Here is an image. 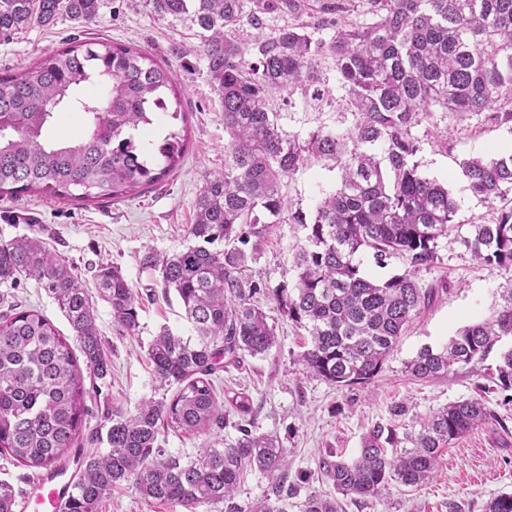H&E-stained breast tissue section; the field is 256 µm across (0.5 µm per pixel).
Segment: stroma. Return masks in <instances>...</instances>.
I'll return each instance as SVG.
<instances>
[{"instance_id": "1", "label": "stroma", "mask_w": 512, "mask_h": 512, "mask_svg": "<svg viewBox=\"0 0 512 512\" xmlns=\"http://www.w3.org/2000/svg\"><path fill=\"white\" fill-rule=\"evenodd\" d=\"M74 37L131 46L168 66L179 81L181 117L165 118L163 128H186L189 150L171 176L119 202L102 200L85 206L39 196L0 200V239L37 234L73 259L84 279H91L98 263L110 262L121 267L131 288L143 292L156 279L155 272L140 263L145 250L172 252L187 245L195 200L208 173L224 166L227 136L222 106L202 54L177 53L179 47L199 45L195 28L186 20L159 17L147 0H103L98 18L85 26L66 17L48 27L31 24L12 40H0V71L22 70ZM319 70L333 91L332 98L314 102L297 88L272 94L270 108L286 131L303 136L320 127L346 130L354 126L356 117L346 105L335 67L324 61ZM412 133L420 145L416 155L420 172L447 183L459 205V219L468 224L491 223L496 212L470 192L461 163L473 156L511 154L512 121L491 119L486 112L455 116L437 108ZM336 181L335 169L313 161L287 179L284 192L294 208L309 216L317 199L333 190ZM303 240L299 225L269 227L248 276L258 287L256 301L276 326L277 343L266 355L246 356L226 366L216 382L227 391L248 392L254 403L255 432L276 437L286 448L287 483L295 488L287 499V512H303L309 493L333 494L319 467L326 452L345 460L354 458L364 433L379 422L394 425L398 435H416L432 412L478 394L492 418L444 449L427 483L413 489L393 483L367 500L344 496L341 508L343 512H484L490 498L512 493V404H504L502 392L478 393L481 378L467 366L431 381L414 380L405 368L421 348L439 347L459 329L499 307L505 291L512 289V268L477 265L455 236L441 239L439 263L415 275L421 287L434 289L433 299L372 383L340 388L303 373L298 356L305 332L282 316L271 296L280 284L294 282L291 254ZM13 294L16 302L42 312L63 334H70L57 304L35 280H26ZM93 307L112 359L110 400L123 412L134 413L142 401L162 396L147 350L162 328L187 335L182 306L173 294L146 301L139 330L133 335L118 330L107 303L97 299ZM400 403L406 407L405 414L392 416V407ZM98 512L186 510L144 499L134 483L124 482L113 488Z\"/></svg>"}]
</instances>
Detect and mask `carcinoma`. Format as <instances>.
<instances>
[{"mask_svg": "<svg viewBox=\"0 0 512 512\" xmlns=\"http://www.w3.org/2000/svg\"><path fill=\"white\" fill-rule=\"evenodd\" d=\"M102 0H0V40L36 21L61 16L94 22ZM370 22L343 20L346 0H149L154 13L186 19L199 28L210 82L224 111V169L208 175L188 225L192 243L171 254L152 248L140 263L159 273V286L175 291L190 335L162 328L148 348L159 385L170 397L142 402L132 415L109 405L100 386L112 374L93 310V297L112 309L114 323L130 335L139 328L142 298L121 267L101 263L93 287L55 248L36 236L0 240V285L32 278L65 316L72 338L41 312L0 295V456L49 470L68 457L92 414L87 399L103 400L110 421L108 448L85 455L66 512H97L123 482L134 481L147 499L195 509L224 504V512H285L286 449L251 430L252 399L227 397L239 437L224 442L229 415L215 380L224 359L263 356L276 330L253 301L249 261L271 224L305 231L295 249L293 285L272 292L278 310L309 336L300 354L303 373L339 386L370 384L384 369L401 336L433 297L415 273L439 261L438 243L451 233L485 266L512 268V155L462 162L471 193L497 209L492 224L456 221L458 204L448 187L419 172L412 129L438 106L446 112H485L512 100V0H368ZM288 14L290 23L270 34L266 15ZM259 34L236 37L242 21ZM330 30L329 38H313ZM329 59L356 115L346 131L290 134L269 108L275 91L299 88L313 101L330 95L319 75ZM88 83L102 96L78 95ZM177 95L171 70L151 55L122 44L74 39L22 72H0V198L42 196L86 202L122 201L179 168L187 135L170 132L162 144L137 136ZM82 114L77 138H52L55 114ZM311 160L333 163L334 191L306 219L288 204L284 180ZM367 253L379 267L397 257L406 269L383 281L368 277L358 260ZM504 336H512V290L503 304L462 327L448 343L423 347L406 363L418 380L445 377L458 365L477 366ZM90 386H85L79 363ZM512 391V348L484 374ZM491 411L480 397L448 404L431 414L400 447L396 428L374 425L351 461L324 460L337 493L369 498L391 483L418 487L436 469L442 449L486 423ZM204 435L193 457L160 447L162 433ZM271 479L274 499L246 508L236 501L247 471ZM17 492L0 481V512H13ZM303 512H341L335 498L307 495ZM484 512H512V493L486 502Z\"/></svg>", "mask_w": 512, "mask_h": 512, "instance_id": "carcinoma-1", "label": "carcinoma"}]
</instances>
